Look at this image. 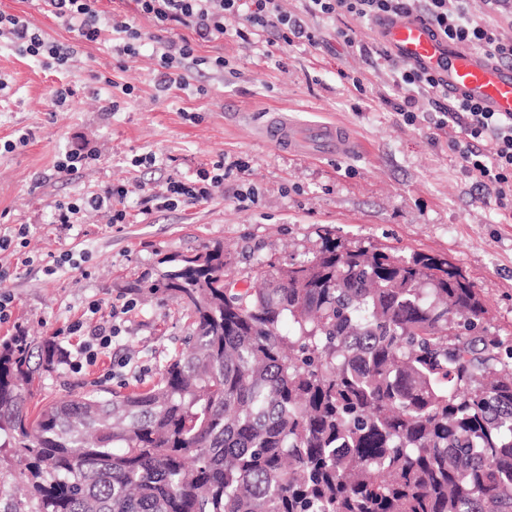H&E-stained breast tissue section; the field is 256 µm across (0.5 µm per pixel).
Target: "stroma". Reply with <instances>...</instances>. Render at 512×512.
I'll return each mask as SVG.
<instances>
[{
	"label": "stroma",
	"instance_id": "1",
	"mask_svg": "<svg viewBox=\"0 0 512 512\" xmlns=\"http://www.w3.org/2000/svg\"><path fill=\"white\" fill-rule=\"evenodd\" d=\"M100 7L142 32L138 55L116 60L111 34L83 41L44 13L41 0H0V12L25 16L76 50L68 68L55 70L0 42V140L27 139L0 152V225L29 229L25 243L0 251V294L10 297L0 342L22 333L38 344L55 339L72 354L82 338L70 328L85 319L89 301L106 315L121 310L111 347L79 369L58 360L36 380L30 409L93 390L150 388L192 325L175 300L146 297L141 288L157 278L163 257L216 244L240 277L260 262L310 259L327 236L441 256L479 288L492 331L512 336V221L462 174L448 147L458 130H436L426 116L406 124L388 104L395 91L371 23L347 19L357 40L350 48L337 23L312 20L320 39L313 49L242 41L231 19L228 35L197 43L206 65L188 71L184 88L164 92L152 43L193 39L192 29H160L136 0H101ZM218 56L220 71L208 65ZM64 85L72 93L60 104L54 93ZM281 114L301 131L339 124L358 148L342 159L289 155L256 134ZM91 146L98 160L71 175L56 171L58 160ZM147 153L160 168L133 166ZM220 161L224 183L211 199L151 209L167 178L193 180ZM117 185L129 188L125 223L104 212L59 222L60 204Z\"/></svg>",
	"mask_w": 512,
	"mask_h": 512
}]
</instances>
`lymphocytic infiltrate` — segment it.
Listing matches in <instances>:
<instances>
[{
    "mask_svg": "<svg viewBox=\"0 0 512 512\" xmlns=\"http://www.w3.org/2000/svg\"><path fill=\"white\" fill-rule=\"evenodd\" d=\"M48 12L78 32L81 39L98 41L104 31L118 40V55H133L143 37L129 21L109 18L96 7L97 0H42ZM139 10L159 26L180 24L193 30L195 41H157L153 51L165 69L201 65L195 42H210L227 32L226 19L241 20L235 34L240 39L266 36L268 45L318 47L319 39L305 22L306 16L336 20L341 17L374 20L384 15H413L430 24L442 39L479 49L497 63H512V40L498 33L494 19L470 14L468 0H304L303 14L284 8L282 0H136ZM0 35L20 52L49 69L68 67L72 51L61 50L28 20L0 12ZM378 56L387 63L394 87L404 89L392 108L404 122L415 123L419 108L437 113L436 129L456 127L459 139L449 148L461 161L475 190L492 194L499 210L512 213V116L488 111L479 103L450 98L435 74L392 58L386 49ZM223 175L201 173L198 181L169 180L157 208L177 209L187 200L205 201L222 185Z\"/></svg>",
    "mask_w": 512,
    "mask_h": 512,
    "instance_id": "obj_1",
    "label": "lymphocytic infiltrate"
}]
</instances>
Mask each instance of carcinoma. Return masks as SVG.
Returning a JSON list of instances; mask_svg holds the SVG:
<instances>
[{
    "label": "carcinoma",
    "mask_w": 512,
    "mask_h": 512,
    "mask_svg": "<svg viewBox=\"0 0 512 512\" xmlns=\"http://www.w3.org/2000/svg\"><path fill=\"white\" fill-rule=\"evenodd\" d=\"M143 288L194 326L156 384L46 404L55 345L0 344V512H512V339L448 260L324 242L253 267L221 246Z\"/></svg>",
    "instance_id": "cac0c4a2"
}]
</instances>
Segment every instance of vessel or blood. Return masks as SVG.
Listing matches in <instances>:
<instances>
[{"instance_id":"b4317fda","label":"vessel or blood","mask_w":512,"mask_h":512,"mask_svg":"<svg viewBox=\"0 0 512 512\" xmlns=\"http://www.w3.org/2000/svg\"><path fill=\"white\" fill-rule=\"evenodd\" d=\"M372 28L398 60L435 72L449 97L512 114V65L451 45L413 16L384 17L374 21ZM262 134L274 146L300 156L344 157L355 150L343 127L318 124L301 132L279 115L267 122Z\"/></svg>"}]
</instances>
